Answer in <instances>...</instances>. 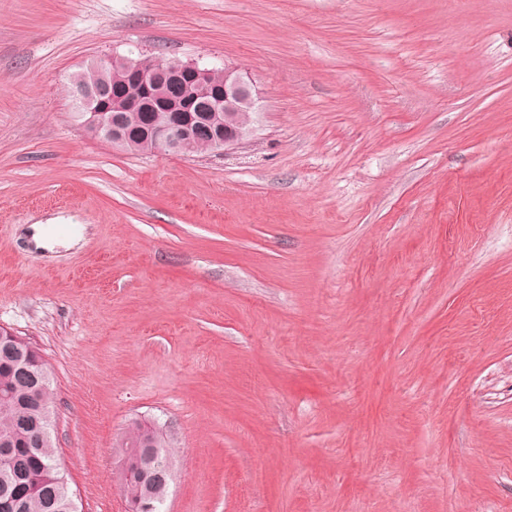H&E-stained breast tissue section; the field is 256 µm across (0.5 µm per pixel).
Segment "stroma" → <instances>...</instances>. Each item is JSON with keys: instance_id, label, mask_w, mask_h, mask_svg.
<instances>
[{"instance_id": "35a3bbf8", "label": "stroma", "mask_w": 512, "mask_h": 512, "mask_svg": "<svg viewBox=\"0 0 512 512\" xmlns=\"http://www.w3.org/2000/svg\"><path fill=\"white\" fill-rule=\"evenodd\" d=\"M112 56L240 67L255 136H93ZM0 326L79 512H126L135 418L164 512H512V0H0ZM155 448L150 443L145 444V448H140L138 452L130 457L125 465L118 469V481L122 484L126 479H129L134 472H138L142 478L150 481L151 484H162L170 489L171 484L175 481V475L170 471L166 473L156 472L151 469L150 465L157 454L159 448L160 460L163 463H168L175 470L176 459L174 449L172 448L171 441L166 433L158 429L154 433Z\"/></svg>"}]
</instances>
